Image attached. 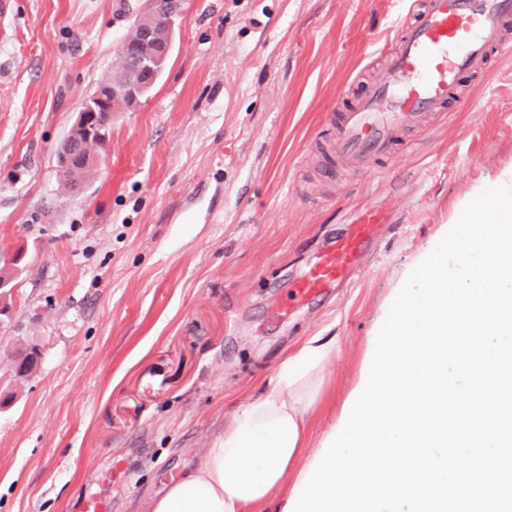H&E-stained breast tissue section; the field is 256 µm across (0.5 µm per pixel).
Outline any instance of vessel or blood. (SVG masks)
<instances>
[{
	"label": "vessel or blood",
	"instance_id": "obj_1",
	"mask_svg": "<svg viewBox=\"0 0 512 512\" xmlns=\"http://www.w3.org/2000/svg\"><path fill=\"white\" fill-rule=\"evenodd\" d=\"M512 21V0H423L414 22L401 32L386 75L346 111L336 115L340 154L360 160L385 156L401 143L403 132L448 102H469L459 85L464 73L487 68L489 57L512 53L503 32ZM383 210H357L349 233L324 248L306 274L294 281L281 314L347 280L375 225L389 223Z\"/></svg>",
	"mask_w": 512,
	"mask_h": 512
}]
</instances>
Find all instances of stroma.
<instances>
[{
  "label": "stroma",
  "mask_w": 512,
  "mask_h": 512,
  "mask_svg": "<svg viewBox=\"0 0 512 512\" xmlns=\"http://www.w3.org/2000/svg\"><path fill=\"white\" fill-rule=\"evenodd\" d=\"M146 0H11L0 13V262L24 270L0 321V512H147L305 338L337 339L311 420L341 414L372 333L476 182L512 165V55L474 98L361 165L333 116L378 80L412 0H183L153 89L112 124L80 194L57 149ZM390 212L350 278L280 316L289 284ZM37 343L20 380L14 353Z\"/></svg>",
  "instance_id": "stroma-1"
}]
</instances>
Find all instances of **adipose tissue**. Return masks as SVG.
I'll use <instances>...</instances> for the list:
<instances>
[{
	"instance_id": "obj_1",
	"label": "adipose tissue",
	"mask_w": 512,
	"mask_h": 512,
	"mask_svg": "<svg viewBox=\"0 0 512 512\" xmlns=\"http://www.w3.org/2000/svg\"><path fill=\"white\" fill-rule=\"evenodd\" d=\"M332 336H310L235 412L195 467L165 484L149 512H261L289 501V477L303 479L308 422L324 391V369L336 349Z\"/></svg>"
}]
</instances>
